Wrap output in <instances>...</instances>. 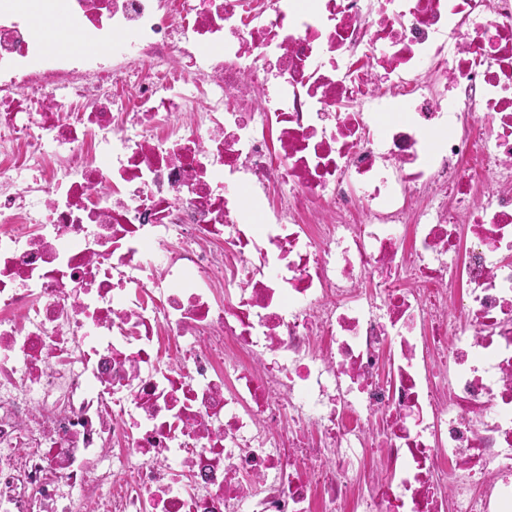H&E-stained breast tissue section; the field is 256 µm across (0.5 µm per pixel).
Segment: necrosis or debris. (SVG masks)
I'll return each instance as SVG.
<instances>
[{"label": "necrosis or debris", "instance_id": "4bbe7bcc", "mask_svg": "<svg viewBox=\"0 0 512 512\" xmlns=\"http://www.w3.org/2000/svg\"><path fill=\"white\" fill-rule=\"evenodd\" d=\"M46 11L98 50L0 0V512H512V0ZM47 28L49 29L47 30L45 37L46 40H48L47 43L50 48L70 49L71 47L78 46L87 51L95 48L93 41L87 36L69 33L66 30L62 17L59 15L50 22ZM48 32L51 33L52 39H49Z\"/></svg>", "mask_w": 512, "mask_h": 512}]
</instances>
